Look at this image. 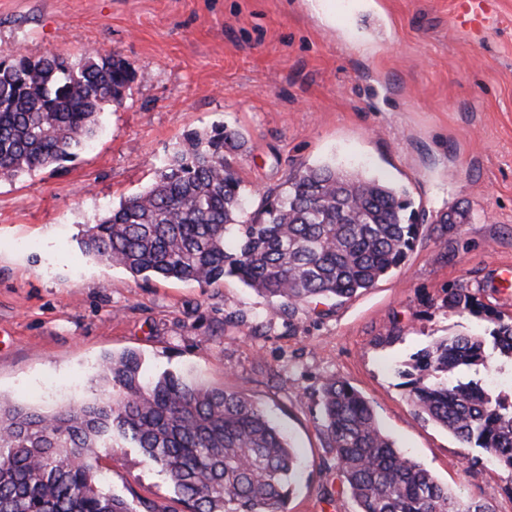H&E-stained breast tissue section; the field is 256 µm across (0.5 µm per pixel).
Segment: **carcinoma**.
Here are the masks:
<instances>
[{"instance_id":"carcinoma-1","label":"carcinoma","mask_w":512,"mask_h":512,"mask_svg":"<svg viewBox=\"0 0 512 512\" xmlns=\"http://www.w3.org/2000/svg\"><path fill=\"white\" fill-rule=\"evenodd\" d=\"M135 72L98 51L72 61L0 57V177L72 160L96 135L105 106L124 99ZM244 142L224 128L192 132L155 181L95 224L81 245L93 258L211 287L226 277L295 317L366 291L398 268L420 235L392 186L332 165L289 175L246 213L232 166ZM448 309L493 324L489 335L439 338L398 371L417 415L512 472V378L495 391L464 371L512 363V318L464 285ZM98 397L52 412L0 397V512H136L103 487L100 455L136 448L157 466L189 512H288L300 465L289 439L251 399L187 375H145L141 357L104 359ZM322 430L357 512H492L452 494L402 455L369 402L342 380L321 390Z\"/></svg>"}]
</instances>
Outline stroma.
I'll return each instance as SVG.
<instances>
[{
  "mask_svg": "<svg viewBox=\"0 0 512 512\" xmlns=\"http://www.w3.org/2000/svg\"><path fill=\"white\" fill-rule=\"evenodd\" d=\"M0 0V52L72 59L99 50L137 74L70 162L0 180V396L45 411L94 394L102 360L192 372L249 396L301 458L288 512H356L322 434L329 377L370 403L406 457L472 502L512 512V473L422 420L397 370L434 339L484 333L449 288L512 315V0L507 25L457 28L452 0ZM245 141L234 167L257 208L293 171L336 162L403 190L422 233L373 288L321 314L268 315L240 281L143 280L81 249L84 225L152 184L185 134ZM465 212L442 227L443 213ZM136 512H187L137 449L100 461Z\"/></svg>",
  "mask_w": 512,
  "mask_h": 512,
  "instance_id": "1",
  "label": "stroma"
}]
</instances>
